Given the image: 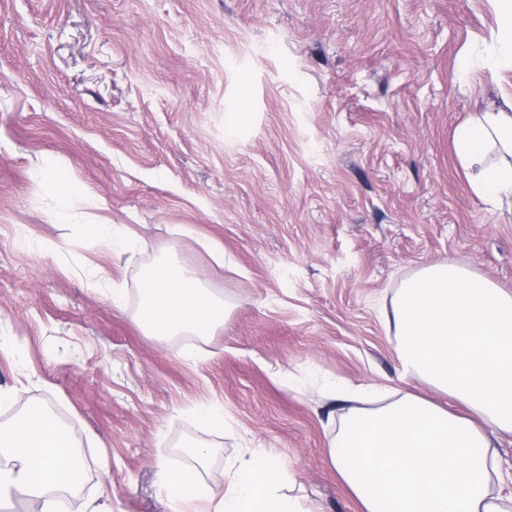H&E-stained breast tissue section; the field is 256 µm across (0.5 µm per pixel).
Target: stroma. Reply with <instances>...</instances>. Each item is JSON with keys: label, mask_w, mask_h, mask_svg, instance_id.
<instances>
[{"label": "stroma", "mask_w": 512, "mask_h": 512, "mask_svg": "<svg viewBox=\"0 0 512 512\" xmlns=\"http://www.w3.org/2000/svg\"><path fill=\"white\" fill-rule=\"evenodd\" d=\"M502 33L497 0H0V424L58 420L62 512H169L160 467L218 488L252 448L306 512H362L334 391L465 414L404 373L382 311L429 263L512 293V207L453 143L512 104V69L482 66ZM103 220L124 254L85 234ZM175 262L230 306L215 336L140 331L145 270Z\"/></svg>", "instance_id": "1"}]
</instances>
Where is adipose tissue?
<instances>
[{
	"mask_svg": "<svg viewBox=\"0 0 512 512\" xmlns=\"http://www.w3.org/2000/svg\"><path fill=\"white\" fill-rule=\"evenodd\" d=\"M460 163L476 193L512 202V113L478 112L455 131ZM148 335L209 336L227 316L223 302L186 267L162 265L140 288ZM405 373L465 405L469 416L406 392L382 408H347L331 458L363 512H512L491 494V448L512 434V294L451 263H433L405 282L385 312ZM79 460L57 419L40 408L0 426V489L14 488L37 512H60L79 484ZM285 461L256 448L228 467L224 488L199 490L190 470L158 472L171 504L200 498L211 512H299L280 486Z\"/></svg>",
	"mask_w": 512,
	"mask_h": 512,
	"instance_id": "obj_1",
	"label": "adipose tissue"
}]
</instances>
